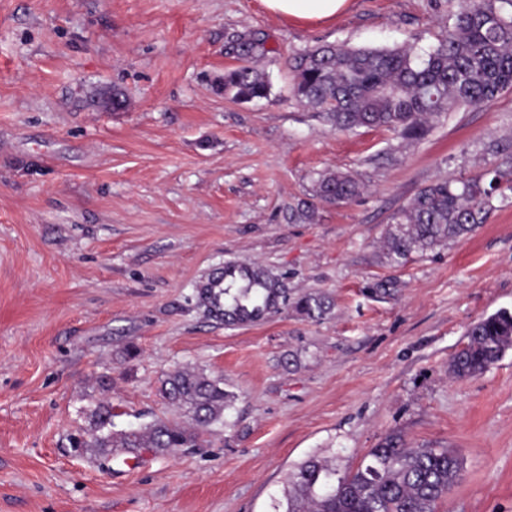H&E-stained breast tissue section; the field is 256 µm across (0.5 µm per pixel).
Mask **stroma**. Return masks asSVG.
<instances>
[{
    "label": "stroma",
    "instance_id": "1",
    "mask_svg": "<svg viewBox=\"0 0 512 512\" xmlns=\"http://www.w3.org/2000/svg\"><path fill=\"white\" fill-rule=\"evenodd\" d=\"M458 6L350 0L298 25L261 0H0V512H272L309 456L354 468L393 433L462 458L437 512H512V351L449 372L470 323L512 310V206L401 265L379 244L421 188L512 171V89L418 140L336 130L293 93L306 50L426 48ZM245 36L268 49L257 103L221 88ZM336 170L364 189L330 205L315 181ZM228 262L287 305L207 317L195 288ZM309 293L320 320L295 309ZM187 366L234 396L201 447L108 470L71 448L102 397L121 429L173 417L158 388ZM296 310L308 319L322 318L330 308L325 295L314 293L300 297L295 303Z\"/></svg>",
    "mask_w": 512,
    "mask_h": 512
}]
</instances>
